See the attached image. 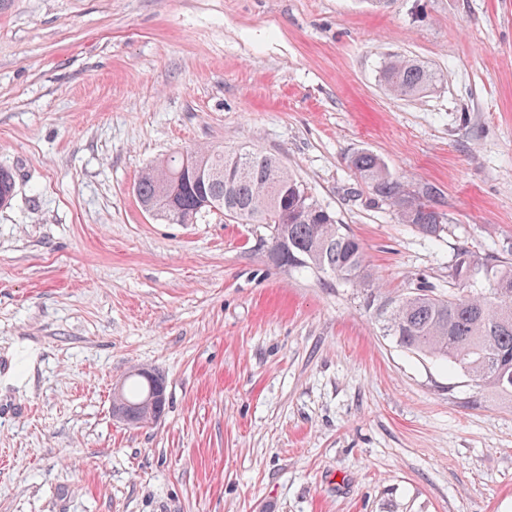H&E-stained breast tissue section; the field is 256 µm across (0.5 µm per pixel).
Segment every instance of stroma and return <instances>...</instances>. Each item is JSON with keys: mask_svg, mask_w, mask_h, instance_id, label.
Masks as SVG:
<instances>
[{"mask_svg": "<svg viewBox=\"0 0 512 512\" xmlns=\"http://www.w3.org/2000/svg\"><path fill=\"white\" fill-rule=\"evenodd\" d=\"M393 54L440 82L391 97ZM242 145L364 242L382 296L486 291L512 262V0H0V512H512V402L384 336L370 291L273 266L266 225L141 207L158 159ZM361 152L434 188L439 236L358 183ZM141 367L149 426L112 415Z\"/></svg>", "mask_w": 512, "mask_h": 512, "instance_id": "obj_1", "label": "stroma"}]
</instances>
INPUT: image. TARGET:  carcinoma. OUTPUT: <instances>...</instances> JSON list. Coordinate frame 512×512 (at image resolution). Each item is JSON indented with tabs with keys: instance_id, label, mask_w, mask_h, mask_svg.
<instances>
[{
	"instance_id": "obj_1",
	"label": "carcinoma",
	"mask_w": 512,
	"mask_h": 512,
	"mask_svg": "<svg viewBox=\"0 0 512 512\" xmlns=\"http://www.w3.org/2000/svg\"><path fill=\"white\" fill-rule=\"evenodd\" d=\"M438 81L437 72L405 55L390 56L382 68L386 90L400 100L414 99ZM350 165L399 223L428 236L442 231L446 217L433 188L410 189L371 153L352 156ZM14 189L13 173L0 167V206ZM136 192L147 212L168 223H194L214 213L265 224L272 245H288L290 267L375 285L364 243L274 154L242 149L226 155L220 146L175 151L142 173ZM487 273L492 287L486 295L438 296L417 288L384 299L377 316L384 335L399 347L450 362L478 388L512 398V265L493 264Z\"/></svg>"
}]
</instances>
